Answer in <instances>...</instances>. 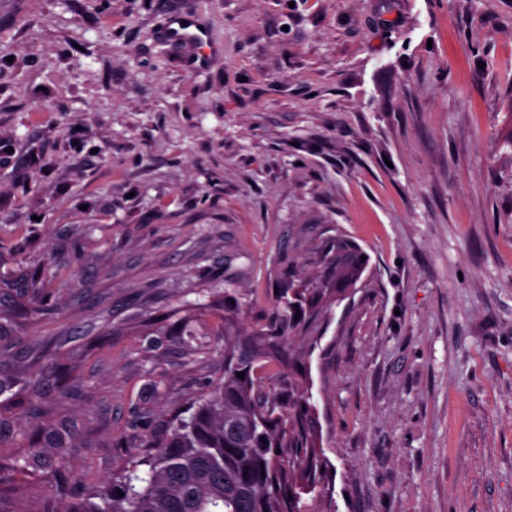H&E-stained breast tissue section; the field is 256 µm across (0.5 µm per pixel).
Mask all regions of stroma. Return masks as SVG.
<instances>
[{
  "instance_id": "35a3bbf8",
  "label": "stroma",
  "mask_w": 512,
  "mask_h": 512,
  "mask_svg": "<svg viewBox=\"0 0 512 512\" xmlns=\"http://www.w3.org/2000/svg\"><path fill=\"white\" fill-rule=\"evenodd\" d=\"M180 3L204 69L166 38ZM339 237L361 277L254 370L316 421L306 503L512 512V0H0V307L40 304L0 336V456L35 441V379L71 444L19 508L189 416Z\"/></svg>"
}]
</instances>
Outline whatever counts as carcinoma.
Here are the masks:
<instances>
[{"mask_svg":"<svg viewBox=\"0 0 512 512\" xmlns=\"http://www.w3.org/2000/svg\"><path fill=\"white\" fill-rule=\"evenodd\" d=\"M327 279L354 278L363 260L349 241L338 238L328 247ZM276 334L229 336L224 350L236 354L224 381L196 406L189 418L175 419L167 435L148 442L150 451L135 454L112 480L54 507L50 497L30 512H308L302 483L322 478L323 464L308 426L306 399L291 383L268 393L272 412L257 418L252 366L260 358L281 362V340L291 324L288 312L317 305L321 293L283 286ZM244 373V378L237 377ZM43 441L23 461H0V512L22 493L16 476L42 467L44 458L62 460L68 444L37 428ZM123 496H118V492Z\"/></svg>","mask_w":512,"mask_h":512,"instance_id":"cac0c4a2","label":"carcinoma"}]
</instances>
